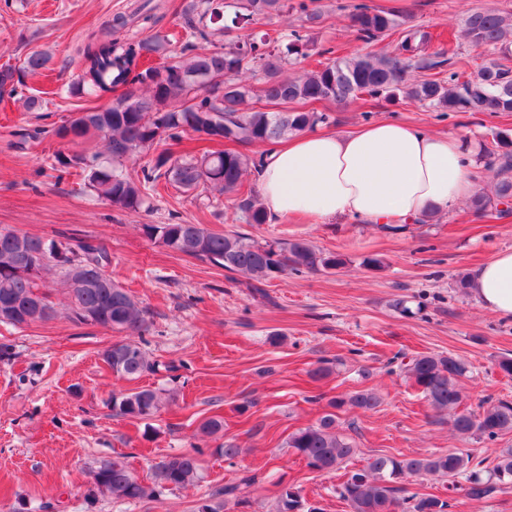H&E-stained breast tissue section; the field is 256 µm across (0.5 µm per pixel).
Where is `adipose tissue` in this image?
Listing matches in <instances>:
<instances>
[{"mask_svg": "<svg viewBox=\"0 0 512 512\" xmlns=\"http://www.w3.org/2000/svg\"><path fill=\"white\" fill-rule=\"evenodd\" d=\"M472 167L460 137L382 119L349 133L307 132L267 146L259 194L276 219L401 227L479 193L482 180ZM471 287L485 309L512 318V250L477 268Z\"/></svg>", "mask_w": 512, "mask_h": 512, "instance_id": "1", "label": "adipose tissue"}]
</instances>
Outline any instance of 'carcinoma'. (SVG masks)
Listing matches in <instances>:
<instances>
[{"instance_id":"1","label":"carcinoma","mask_w":512,"mask_h":512,"mask_svg":"<svg viewBox=\"0 0 512 512\" xmlns=\"http://www.w3.org/2000/svg\"><path fill=\"white\" fill-rule=\"evenodd\" d=\"M236 11L230 23L214 6V0H194L184 13L186 40L170 47L158 36L118 42L112 28L125 26L117 16L103 23L100 33L89 36L82 49L83 68L70 93L99 99L112 97L119 87L128 91L112 97L100 108L78 112L69 124L54 134L74 144L95 138L105 152L69 156L56 153L50 169L75 168L85 173L93 195L112 208L135 211L147 191L163 178L185 192L199 187L216 190L236 201L248 224H264L268 216L254 196H241L242 177L260 161L235 149V145L276 143L297 133L331 123L328 112L303 108L312 102L330 101L348 105L364 96L395 100L401 96L438 112H512V13L485 9L471 13L465 36L481 49L486 60L470 75L450 69L444 78H411L416 69L435 70L451 63L453 48L431 50V35L392 11L378 10L366 0H351L349 18L359 40L372 45L390 32L398 33L392 52L383 55L340 56L327 48L317 51L322 61L313 70L284 78L282 67L307 56L309 34L298 29L288 33L286 54L271 49V40L262 35L247 41H230L208 48L213 32L209 25L222 24L220 31L249 20L294 12L312 29L322 21L318 0H233ZM158 55L164 62L143 66L142 61ZM48 63L42 51L31 52L22 68H0V98L18 94L20 70L36 71ZM259 77L254 86L245 75ZM191 131L210 141L227 142L231 147L201 157L175 158L162 151L141 167L129 171L124 163L149 155L161 140L176 142ZM490 145L479 159L497 164L498 181L491 196L473 200L475 212L485 217L502 214L500 206L512 200V133L493 130ZM145 234L164 247L186 256L206 260L225 271L247 279L246 287L266 297L265 283L287 272L335 271L345 264L336 254H326L309 242L296 239L254 240L241 233L212 232L201 224H145ZM85 263L84 286L70 284V256ZM107 250L98 244H75L0 231V304H13L18 317L0 322L14 327L51 319L55 303L43 291L45 277L60 274L66 285L71 319L80 324L142 335L148 331L147 310L116 283L106 271ZM112 374L134 380L150 371L153 363L141 345L132 340L116 342L102 353ZM414 386L433 410L448 414L453 431L465 440L496 441L512 432V401L497 399L481 406L478 413L462 408L460 380L470 373L469 364L453 354H420L400 363ZM159 391L151 388L112 395V410L130 418H148L161 408ZM380 397L371 389H360L329 402L332 411L316 423L289 435L287 447L305 461L307 467L330 472L350 459L356 451L352 441L336 432V410L343 407L372 411ZM202 449L172 454L157 466L150 483L139 480L120 460L105 461L91 473V489L105 486V495L115 500H154L163 489L194 486L200 481ZM438 475L448 478V490L457 479L466 482L465 495L481 500L512 486V447L499 448L493 457L477 458L458 448L430 457L375 456L366 468L352 473L336 487L350 512H450L451 498L410 492L405 486L411 477ZM224 501L202 499L197 512H219L228 504H243L240 484L229 483L220 491ZM275 512H320L307 503L300 491L283 486L275 497Z\"/></svg>"}]
</instances>
